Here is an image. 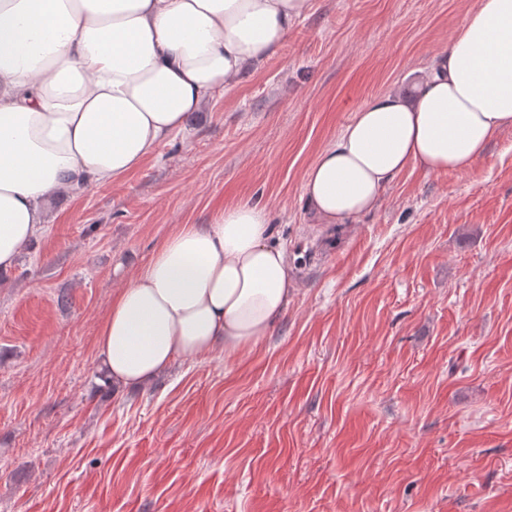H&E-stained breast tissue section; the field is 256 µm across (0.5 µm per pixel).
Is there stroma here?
<instances>
[{
    "label": "stroma",
    "instance_id": "stroma-1",
    "mask_svg": "<svg viewBox=\"0 0 512 512\" xmlns=\"http://www.w3.org/2000/svg\"><path fill=\"white\" fill-rule=\"evenodd\" d=\"M478 0H310L128 179L53 201L0 274V512H512V128L318 224L306 173ZM267 207L297 292L271 336L98 375L112 293L182 224Z\"/></svg>",
    "mask_w": 512,
    "mask_h": 512
}]
</instances>
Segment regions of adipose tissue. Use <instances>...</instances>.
I'll use <instances>...</instances> for the list:
<instances>
[{"label": "adipose tissue", "mask_w": 512, "mask_h": 512, "mask_svg": "<svg viewBox=\"0 0 512 512\" xmlns=\"http://www.w3.org/2000/svg\"><path fill=\"white\" fill-rule=\"evenodd\" d=\"M309 0H0V271L58 195L122 180L189 113L279 47ZM512 127V0H479L415 94L361 106L306 178L321 224L373 209L408 166L464 171ZM296 284L266 207L219 210L165 238L112 295L103 377L137 389L176 357L255 348Z\"/></svg>", "instance_id": "adipose-tissue-1"}]
</instances>
